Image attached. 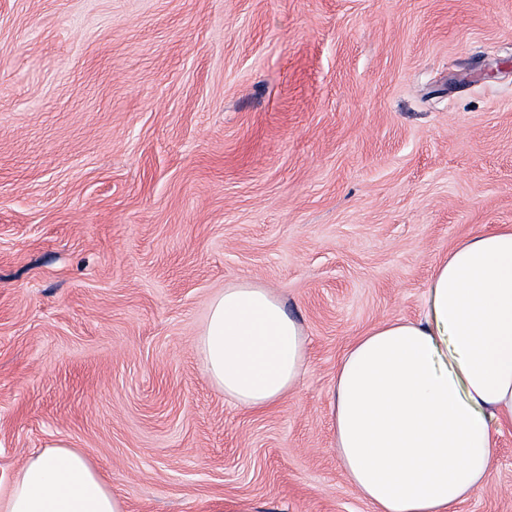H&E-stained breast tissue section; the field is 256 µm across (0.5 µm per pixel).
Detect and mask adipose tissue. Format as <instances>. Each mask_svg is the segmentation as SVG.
<instances>
[{
	"mask_svg": "<svg viewBox=\"0 0 512 512\" xmlns=\"http://www.w3.org/2000/svg\"><path fill=\"white\" fill-rule=\"evenodd\" d=\"M209 382L249 410L277 405L307 365L300 323L267 288L234 283L196 338ZM334 450L373 512H456L490 478L496 428L512 423V228L470 237L433 270L426 312L381 321L341 359ZM0 512H126L66 442L30 456Z\"/></svg>",
	"mask_w": 512,
	"mask_h": 512,
	"instance_id": "adipose-tissue-1",
	"label": "adipose tissue"
}]
</instances>
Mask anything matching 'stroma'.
I'll return each mask as SVG.
<instances>
[{
  "instance_id": "obj_1",
  "label": "stroma",
  "mask_w": 512,
  "mask_h": 512,
  "mask_svg": "<svg viewBox=\"0 0 512 512\" xmlns=\"http://www.w3.org/2000/svg\"><path fill=\"white\" fill-rule=\"evenodd\" d=\"M512 225V0H0V489L64 441L126 512H372L332 446L349 346ZM268 288L273 410L195 352ZM459 512H512V426ZM195 349L209 382L249 410L277 405L307 365L302 326L267 288L254 283L224 286L210 304Z\"/></svg>"
}]
</instances>
